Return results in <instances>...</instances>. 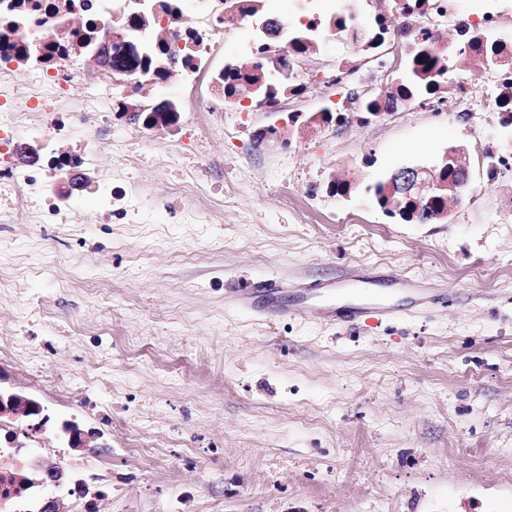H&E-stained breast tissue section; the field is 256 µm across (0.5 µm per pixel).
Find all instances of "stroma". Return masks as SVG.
Here are the masks:
<instances>
[{"mask_svg": "<svg viewBox=\"0 0 512 512\" xmlns=\"http://www.w3.org/2000/svg\"><path fill=\"white\" fill-rule=\"evenodd\" d=\"M139 152L145 200L166 185L168 151L192 111ZM268 117L224 115L207 146L211 179L236 183L211 224L154 212L148 224L0 223V324L22 328L45 369L112 376L95 438L112 475L105 512H512V178L488 179L500 130L481 112L452 121L405 105L373 125L296 131L259 144ZM468 147L471 183L447 220L386 216L369 190L405 166ZM286 181L275 192L274 179ZM338 221L305 209L309 179ZM373 272L391 318L346 327L275 320L228 302L267 280L320 283ZM446 299L423 307L384 272Z\"/></svg>", "mask_w": 512, "mask_h": 512, "instance_id": "obj_1", "label": "stroma"}]
</instances>
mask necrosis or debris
<instances>
[{"label":"necrosis or debris","mask_w":512,"mask_h":512,"mask_svg":"<svg viewBox=\"0 0 512 512\" xmlns=\"http://www.w3.org/2000/svg\"><path fill=\"white\" fill-rule=\"evenodd\" d=\"M252 0H0V218L14 224H71L79 213L66 191L69 158L96 166L106 153H118L129 165L139 159L136 146L144 127L112 133L114 114L128 98L143 95L157 81L179 86L194 112L185 131L191 152L175 151L168 194L152 205L143 202L139 184L126 169L106 172L87 185L100 221L124 219L148 223L150 209L166 210L182 199L194 202L187 218L201 223L223 203V188L204 181L206 144L223 135L224 112L237 98L224 93V62L219 56L227 28L247 18ZM151 12L146 39L162 47L158 70H103L95 61L103 28L136 38L127 26L140 9ZM512 0H480L468 11L465 0H341L326 10L321 0H293L284 19L285 34L308 30L314 40L332 35L367 58L366 64L340 62L324 69L301 68L298 53L288 55V90L261 104L275 116L265 135L270 145L287 152L302 112L308 84L327 88L315 120L343 126L370 124L377 113L393 112L406 94L397 85L352 106L343 91L350 84L374 85L395 66L405 67L420 45L441 57L458 75L455 93L444 86L429 89L418 106L427 112L457 115L487 111L512 135ZM86 87L78 99L70 86ZM32 142L41 155L26 168L11 166L8 156L17 143ZM14 368L33 387L58 402L86 406L101 384L97 373L51 374L24 361L17 329L0 331V369ZM54 441L22 420L20 409L0 406V512H39L44 477L33 466L34 451L53 448Z\"/></svg>","instance_id":"obj_1"}]
</instances>
